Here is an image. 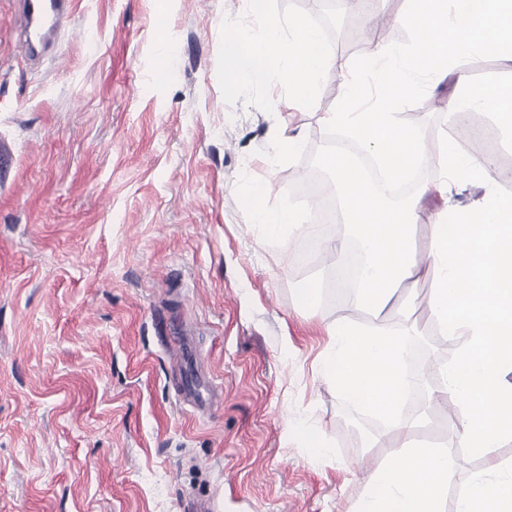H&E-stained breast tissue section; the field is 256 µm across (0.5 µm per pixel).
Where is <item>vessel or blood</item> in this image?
<instances>
[{"label": "vessel or blood", "instance_id": "1", "mask_svg": "<svg viewBox=\"0 0 512 512\" xmlns=\"http://www.w3.org/2000/svg\"><path fill=\"white\" fill-rule=\"evenodd\" d=\"M20 17L18 47L38 61L56 44L61 30L75 16V0H13Z\"/></svg>", "mask_w": 512, "mask_h": 512}]
</instances>
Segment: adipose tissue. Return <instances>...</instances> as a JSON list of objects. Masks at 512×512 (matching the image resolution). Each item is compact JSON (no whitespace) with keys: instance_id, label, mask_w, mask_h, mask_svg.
<instances>
[{"instance_id":"1","label":"adipose tissue","mask_w":512,"mask_h":512,"mask_svg":"<svg viewBox=\"0 0 512 512\" xmlns=\"http://www.w3.org/2000/svg\"><path fill=\"white\" fill-rule=\"evenodd\" d=\"M322 165L334 179L343 221L358 238L362 308L377 314L395 307L398 288L433 276L430 312L443 336L462 342L441 367V381L424 411L402 418L401 393L409 384L403 347L414 325L380 324L368 334L348 321L328 326L322 367L330 381L390 423L370 441L389 455L372 472L355 512H442L449 449L483 451L512 437V194L499 191L487 161L461 152L452 141L438 155L440 179L419 185L401 202L374 186L345 153L328 152ZM470 183L482 184L483 196L458 203L454 191ZM430 195L445 206L430 226L431 248L422 257L412 228L422 199ZM452 399L465 415L447 448L421 446L419 427ZM454 512H512V469L490 463Z\"/></svg>"}]
</instances>
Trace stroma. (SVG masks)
Returning <instances> with one entry per match:
<instances>
[{
	"instance_id": "35a3bbf8",
	"label": "stroma",
	"mask_w": 512,
	"mask_h": 512,
	"mask_svg": "<svg viewBox=\"0 0 512 512\" xmlns=\"http://www.w3.org/2000/svg\"><path fill=\"white\" fill-rule=\"evenodd\" d=\"M405 0L347 9L332 53L351 63L402 39ZM247 0H77L74 25L40 66L14 42L0 0V512H354L385 456L355 438L361 410L318 370L339 319L401 326L387 309L301 307L333 265L293 264L300 237L266 242L243 211L241 174L277 201L310 176L321 113L344 93L325 77L317 107L273 86V112L227 104L221 26ZM453 78L402 112L442 150L456 124ZM301 135L291 156L281 130ZM418 281L408 317L416 365L459 341L438 336ZM332 453L310 459L298 424ZM444 512L512 438L450 451Z\"/></svg>"
}]
</instances>
